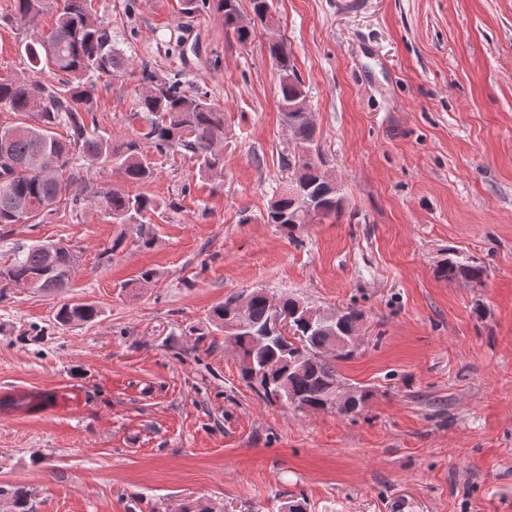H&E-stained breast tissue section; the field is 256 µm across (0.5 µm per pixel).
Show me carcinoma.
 I'll use <instances>...</instances> for the list:
<instances>
[{
  "label": "carcinoma",
  "instance_id": "cac0c4a2",
  "mask_svg": "<svg viewBox=\"0 0 512 512\" xmlns=\"http://www.w3.org/2000/svg\"><path fill=\"white\" fill-rule=\"evenodd\" d=\"M253 19L262 24L272 20L270 0H250ZM50 0H16V15L29 24L51 8ZM216 10L224 18V28L236 41L248 43L253 30L236 27L238 0H217ZM20 48L30 63L32 78L0 77V104L28 117L14 127H0V227L11 224H47L59 214H79L90 206L102 211L114 224L141 227V247L155 242L151 230L160 202L145 192L130 193L119 186L96 183L91 172L82 167L86 159L100 170L117 172L122 181L143 186L154 178V169L144 163V152L160 155L176 146L182 156L205 150L210 161L199 171L205 181L224 179V112L207 94L182 81L178 75L160 76L148 62L139 70L129 69L122 51L112 45V28L103 17L93 13L91 0H62L54 30L36 42L20 41ZM269 53L281 73L279 112L282 124L292 133L295 147L316 149V126L304 107L305 86L297 74L285 43L269 45ZM128 77L135 82L133 110L145 121L144 130L124 138H114L89 128L87 117L94 115L99 91L112 79ZM64 128L66 136L56 129ZM188 128L209 132L213 140L203 144L185 139ZM298 181L306 188L303 201L313 205L321 219L337 217L343 210L344 196L325 178L318 166L302 165ZM301 204L283 190L271 202L267 222L290 233L307 223ZM77 259L62 243L36 241L14 251L10 261L0 265V299L10 286H26L44 296L68 287ZM437 278L461 280L478 288L487 276L486 266L464 258L458 251H448L436 268ZM237 297L229 296L211 310V321L224 330L225 316L235 310ZM282 309L292 317L297 337L287 341L278 334L261 341L248 332L235 337L241 378L257 395L271 404L273 400L257 390L267 384L277 388L278 376L286 377L294 401L312 411L324 408L333 386L343 381L336 361L345 360L346 350L333 359L321 357V349L332 336L346 340L355 336L354 323L361 318L357 309L343 312L337 322L285 295L279 298ZM272 299L260 291L251 292L245 311L249 325L267 326L272 316ZM102 310L95 304L74 301L56 309V324L82 325L95 322ZM370 398V391L360 387L351 403L337 413L353 417ZM9 496L14 512H33L31 494L21 486L0 488V496Z\"/></svg>",
  "mask_w": 512,
  "mask_h": 512
}]
</instances>
